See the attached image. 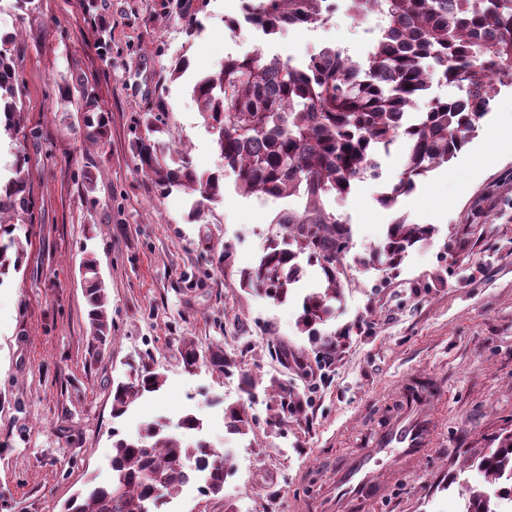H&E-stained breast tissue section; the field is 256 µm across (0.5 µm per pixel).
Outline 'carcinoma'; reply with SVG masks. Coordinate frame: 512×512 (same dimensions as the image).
Returning <instances> with one entry per match:
<instances>
[{"label":"carcinoma","mask_w":512,"mask_h":512,"mask_svg":"<svg viewBox=\"0 0 512 512\" xmlns=\"http://www.w3.org/2000/svg\"><path fill=\"white\" fill-rule=\"evenodd\" d=\"M336 9L334 0H243L246 17L266 36L289 26L324 21ZM380 12L385 37L369 51L363 74L357 61L336 47H324L305 63L261 51L229 55L220 69L198 79L193 96L224 170L235 177L245 195L297 197L301 206L279 214L281 238L270 242L257 264L240 275L239 285L285 302L300 280L299 256L319 259L325 288L307 294L299 319L301 331L314 337L316 326L335 315L333 302L341 294L338 270L349 230L329 212V198L343 197L352 183L377 178L375 155L389 151L399 138L409 151L392 187L377 196L390 209L413 193L429 172L449 163L469 142L478 122L489 110L498 85H512V0H355L354 12L366 17ZM457 87L460 97H427L433 80ZM23 86L12 39H0V113L8 131L17 130ZM428 98L423 110L418 102ZM151 137L139 139L137 170L151 177L161 193L177 188L195 197L192 215L201 216L205 202L221 192L220 176L198 171L190 156L173 142L165 102L146 112ZM25 158L18 156L14 176L0 184V215L27 216L34 223L33 198ZM12 227L0 224V284L19 271L23 247L11 236ZM430 224H411L398 217L388 225L384 241L370 259L384 258L395 267L409 249L429 240ZM88 305V346L97 356L112 342V318L96 261L82 262ZM181 358L187 368L200 361L196 345L186 341ZM206 362L231 374L235 361L215 346ZM162 373L135 361L127 363L125 378L112 382V414L123 415L146 393L159 391ZM282 417L303 405L280 385L276 392ZM230 431L245 435L252 418L245 408L224 409ZM202 420L186 413L177 421L160 417L143 424L133 437L113 443L109 482H91L64 505V512H156L191 481L204 495H217L229 475L228 460L206 439L184 444L179 431L199 430ZM479 469L492 485L506 482L494 495L473 491L467 512H499L491 497L512 503V433L481 459Z\"/></svg>","instance_id":"1"}]
</instances>
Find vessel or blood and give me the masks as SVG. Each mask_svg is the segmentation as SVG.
Masks as SVG:
<instances>
[{"mask_svg":"<svg viewBox=\"0 0 512 512\" xmlns=\"http://www.w3.org/2000/svg\"><path fill=\"white\" fill-rule=\"evenodd\" d=\"M444 388L434 377L404 376L396 389L398 407L369 448L337 470L332 484L334 512H369L387 491L378 477L384 466L413 467L436 446L434 413Z\"/></svg>","mask_w":512,"mask_h":512,"instance_id":"obj_1","label":"vessel or blood"}]
</instances>
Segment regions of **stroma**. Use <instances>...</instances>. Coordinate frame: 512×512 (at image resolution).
<instances>
[{
    "label": "stroma",
    "mask_w": 512,
    "mask_h": 512,
    "mask_svg": "<svg viewBox=\"0 0 512 512\" xmlns=\"http://www.w3.org/2000/svg\"><path fill=\"white\" fill-rule=\"evenodd\" d=\"M187 11L203 22L192 36ZM241 12V0H98L92 10L82 0H35L30 12L0 0V34L13 37L24 82L22 132L0 135V179L25 156L36 203L34 223L12 220L24 255L0 283V512H62L90 480L111 479L113 429L132 434L153 416L188 412L203 419V436L226 452L232 473L220 494L190 485L164 512H305L387 421L408 373L444 385L439 440L415 471L382 473L388 496L379 512H466L471 490L488 487L477 463L512 432V156L496 154L497 140L512 133V86L499 88L470 141L396 209L377 196L402 169L401 141L380 157L379 179L330 201L350 234L336 316L314 344L297 321L303 296L324 281L315 260L302 259L304 275L285 303L239 286L280 234L275 217L299 202L236 190L192 86L227 55L257 48L297 63L325 46L364 55L363 25L340 5L327 21L273 37L232 33L227 22ZM102 34L104 56L93 47ZM182 56L189 69L162 82ZM83 78L108 119L98 141L85 137ZM159 96L177 145L198 171L223 176V197L195 220L183 193L160 194L136 169L143 114ZM401 215L432 225L433 237L396 269L362 265ZM90 256L113 323L112 344L95 360L80 276ZM186 339L202 352L222 346L239 373L185 369ZM132 359L166 383L116 419L112 382ZM243 371L264 386L255 400L241 390ZM277 382L304 404L278 425ZM231 404L245 406L252 433L227 431Z\"/></svg>",
    "instance_id": "1"
}]
</instances>
